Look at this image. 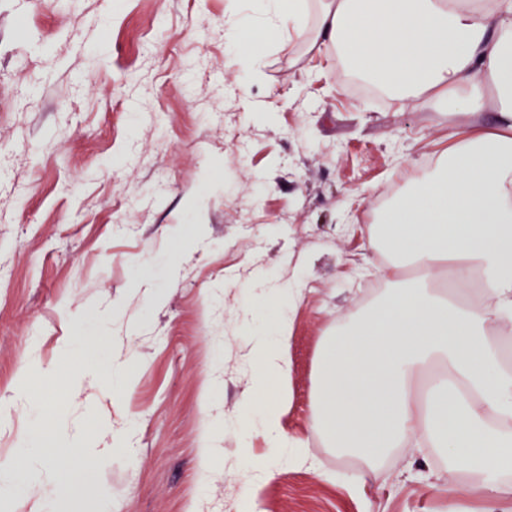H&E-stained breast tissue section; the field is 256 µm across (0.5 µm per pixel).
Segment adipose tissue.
<instances>
[{
	"mask_svg": "<svg viewBox=\"0 0 512 512\" xmlns=\"http://www.w3.org/2000/svg\"><path fill=\"white\" fill-rule=\"evenodd\" d=\"M318 4L309 25L310 4ZM263 14L294 37L329 42L359 79L406 99L446 103L454 141L421 181L381 215L372 243L383 246V278L394 289L328 337L315 382L311 430L327 447L369 468L405 444L445 449L456 483L445 486L449 512L459 498L512 512L499 477L512 471V0H258ZM424 273L406 283L408 268ZM261 287L247 306L260 326L250 337L256 392L273 402L249 408L271 453L265 473L301 467L308 445L288 437L281 416L291 398L287 346L293 284ZM102 337L78 330L64 354L80 368L62 383L79 395L109 378H133L134 354L103 361ZM28 466L0 471V501L29 491L40 465L70 455V482L94 496L85 473L110 458L64 412L53 429H31L16 448Z\"/></svg>",
	"mask_w": 512,
	"mask_h": 512,
	"instance_id": "adipose-tissue-1",
	"label": "adipose tissue"
}]
</instances>
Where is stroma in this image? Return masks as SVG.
<instances>
[{"label": "stroma", "instance_id": "obj_1", "mask_svg": "<svg viewBox=\"0 0 512 512\" xmlns=\"http://www.w3.org/2000/svg\"><path fill=\"white\" fill-rule=\"evenodd\" d=\"M245 15V31L229 27ZM268 22L253 0H0V397L30 344L68 368L58 348L82 327L136 353L133 385L98 386L93 406L57 385L33 398L96 426L112 459L89 480L112 512H448L440 489L458 476L435 448L406 446L368 476L309 426L324 338L389 289L372 231L453 129L442 105L351 91L332 47L310 52ZM247 31L251 81L233 62ZM260 269L302 280L282 427L310 463L270 478L262 436L238 437L240 313ZM137 274L161 303L134 290ZM131 417L134 467L113 446ZM32 421L22 406L0 420V469L19 467ZM208 431L223 450L204 479Z\"/></svg>", "mask_w": 512, "mask_h": 512}]
</instances>
